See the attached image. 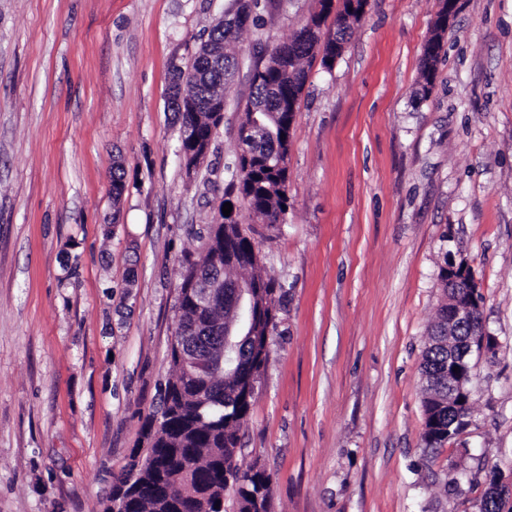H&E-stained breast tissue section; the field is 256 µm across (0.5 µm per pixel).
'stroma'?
<instances>
[{
	"mask_svg": "<svg viewBox=\"0 0 512 512\" xmlns=\"http://www.w3.org/2000/svg\"><path fill=\"white\" fill-rule=\"evenodd\" d=\"M441 5L369 0L332 68L306 60L285 222L238 212L283 294L238 454L271 475L270 512H480L472 473L512 480V0H459L425 91ZM236 7L0 0V512H102L160 415L176 288L231 180L249 71L316 0H261L189 173L171 64ZM448 252L496 345L472 357L465 428L431 450L421 362Z\"/></svg>",
	"mask_w": 512,
	"mask_h": 512,
	"instance_id": "35a3bbf8",
	"label": "stroma"
}]
</instances>
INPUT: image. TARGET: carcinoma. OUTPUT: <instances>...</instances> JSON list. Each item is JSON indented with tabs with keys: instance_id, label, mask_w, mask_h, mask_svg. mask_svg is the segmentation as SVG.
Instances as JSON below:
<instances>
[{
	"instance_id": "carcinoma-1",
	"label": "carcinoma",
	"mask_w": 512,
	"mask_h": 512,
	"mask_svg": "<svg viewBox=\"0 0 512 512\" xmlns=\"http://www.w3.org/2000/svg\"><path fill=\"white\" fill-rule=\"evenodd\" d=\"M316 8L302 27L286 43L274 46L263 65L254 70L253 94L247 103L239 129V152L235 165L237 178L232 180L225 201L232 208L242 204L267 229L275 230L285 220L289 205L286 174L277 167L281 155L291 145V111L299 105L308 74L302 61L318 53L315 43L306 38L309 25L325 22L331 13L328 0H317ZM259 0H239L238 19L216 20L202 50H217L224 57V79L235 72L232 45L239 28L250 18ZM362 20L360 5L344 3L335 16L336 42L347 39L351 26ZM442 46L423 52V74L427 83L434 78V62ZM186 75L184 100H203L217 76L207 78L202 73L201 55L196 53L179 68ZM217 124L212 113L194 111L184 106L181 111V150H191L190 142L197 139L212 143ZM224 235L207 238L199 260L187 264L177 296L178 328L195 323L194 348L203 354L219 352L221 339L207 332L206 324L224 321V330H233L238 337L234 361L215 375L205 390L211 404L196 400L198 386L183 379L175 348H170V363L175 377L165 389L161 418L156 428L148 424L146 459L149 464L137 470L136 479L129 481L127 473L116 477L111 497L128 499L127 512H193L195 497L220 490L229 496L237 512H269L270 475L253 467L242 468L238 463L240 432L246 423L254 395L255 382L264 369L267 358L261 357L267 334L277 327L280 298L276 280L264 272L255 251L254 239L247 234L234 215L224 217ZM220 268L224 277V307L207 314L198 312L189 291V284L200 268ZM248 284L258 318L251 327L235 324L232 310L234 287ZM439 285L443 302L437 310L430 332V342L423 355L422 376L426 382L423 397L425 422L422 439L428 448L437 449L448 441V430L462 429L448 414V264L440 266Z\"/></svg>"
}]
</instances>
